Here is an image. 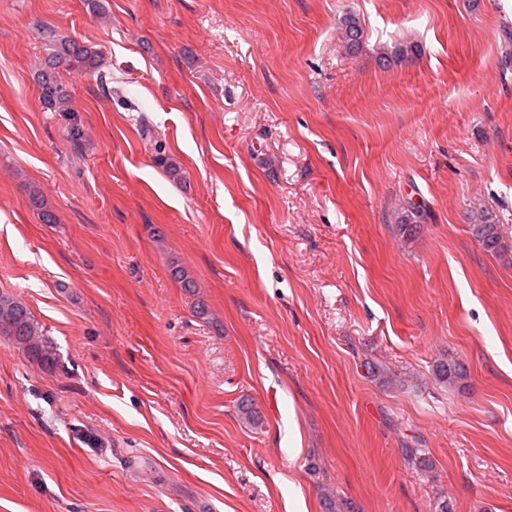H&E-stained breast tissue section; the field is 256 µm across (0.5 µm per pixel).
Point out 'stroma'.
<instances>
[{"label": "stroma", "instance_id": "stroma-1", "mask_svg": "<svg viewBox=\"0 0 512 512\" xmlns=\"http://www.w3.org/2000/svg\"><path fill=\"white\" fill-rule=\"evenodd\" d=\"M0 291V512H512V0H0ZM99 52L91 45L76 39L61 40L54 52L37 74V82L43 101L67 111L66 91L59 79L57 69H73L82 73H96L99 70ZM471 225L474 237L485 251L498 254L507 247L500 225L494 224L492 218L486 217L482 224ZM0 336H7L36 361L47 365L53 362L51 348L44 343L43 333L30 310L5 292H0Z\"/></svg>", "mask_w": 512, "mask_h": 512}]
</instances>
